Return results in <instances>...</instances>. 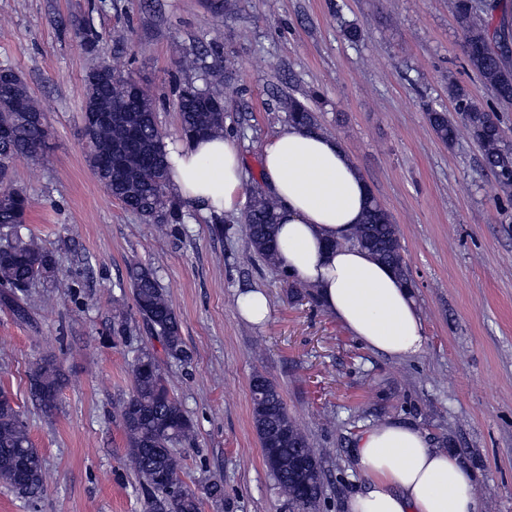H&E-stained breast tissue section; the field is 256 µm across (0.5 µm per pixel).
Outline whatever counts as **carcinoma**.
I'll list each match as a JSON object with an SVG mask.
<instances>
[{
	"mask_svg": "<svg viewBox=\"0 0 512 512\" xmlns=\"http://www.w3.org/2000/svg\"><path fill=\"white\" fill-rule=\"evenodd\" d=\"M454 12L463 30L464 56L468 66L492 92L496 104L473 98L455 83L448 86L454 113L430 108L428 122L436 136L450 145L464 130L478 144L484 166L503 187H512V143L505 137L496 105H512V45L508 41L509 14L504 0H454ZM77 46L84 52H96L99 40L82 25L75 28ZM211 64H205L206 58ZM191 68L208 69L210 81L200 88L186 84L179 88L177 108L184 135L199 130L219 133L224 128V91L220 82L219 47L193 57L183 56ZM128 76L114 72L112 61L102 59L86 76L83 118L94 107L112 111V118L93 127L83 125L88 160L97 180L106 192L156 224H178L180 210L169 196L170 175L165 161L164 143L155 121V103L149 92L140 91L134 105L122 109ZM288 123L307 129L318 128V117L305 102L286 97L278 100ZM41 112L21 76L9 66H0V131L11 132L0 140V235L11 236L6 248H0V304L9 308L15 319H30L32 289L63 288L56 260L39 240L26 229L30 198L6 180L9 167L19 158H37L46 147V123L31 124L22 113ZM137 127L135 149L114 161L102 155L125 143L130 128ZM277 203L254 191L245 213L248 244L263 260L276 264L274 244ZM354 244L371 252L390 266L406 283L412 281L405 262L396 225L390 215L371 199L365 221L359 225ZM129 281L139 316L166 354L174 359L188 358L179 319L168 295L159 287L155 272L146 266L129 268ZM133 388L118 405L126 442L127 461L147 495L149 512H202V500L181 479L182 461L173 445L194 439L193 424L182 404L170 394L159 361L144 351L131 363ZM64 374L51 351L28 371L31 402L49 416L58 410V397ZM252 417L261 447L273 448L279 464L270 475L294 512H316L325 479L323 455L310 444L307 435L292 421L278 387L265 375L251 379ZM299 461H311L317 480L304 487L295 478ZM0 481L39 498L47 490V470L40 450L32 442L19 407L8 396L0 398Z\"/></svg>",
	"mask_w": 512,
	"mask_h": 512,
	"instance_id": "1",
	"label": "carcinoma"
}]
</instances>
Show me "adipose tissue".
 Instances as JSON below:
<instances>
[{
    "label": "adipose tissue",
    "instance_id": "1",
    "mask_svg": "<svg viewBox=\"0 0 512 512\" xmlns=\"http://www.w3.org/2000/svg\"><path fill=\"white\" fill-rule=\"evenodd\" d=\"M172 186L204 217L239 213L244 166L222 134L167 145ZM262 181L278 205L279 262L312 288L322 307L368 349L419 355L423 317L404 282L351 237L366 214L369 187L336 137L299 127L270 137ZM364 478L348 512H479L457 456L430 447L417 427L386 420L365 430L351 453Z\"/></svg>",
    "mask_w": 512,
    "mask_h": 512
}]
</instances>
